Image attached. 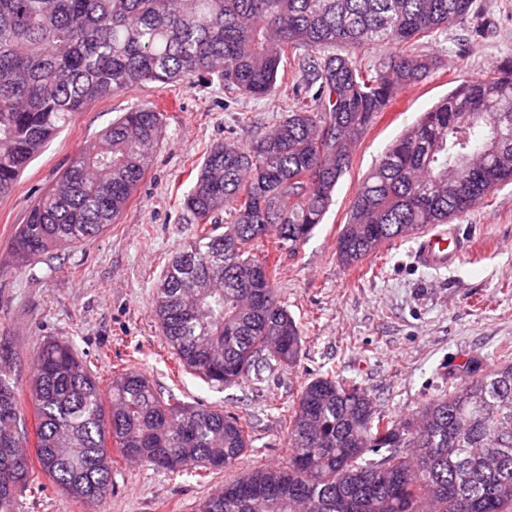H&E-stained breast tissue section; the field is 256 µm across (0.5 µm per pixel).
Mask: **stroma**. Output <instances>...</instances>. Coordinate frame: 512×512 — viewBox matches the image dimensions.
<instances>
[{
    "label": "stroma",
    "mask_w": 512,
    "mask_h": 512,
    "mask_svg": "<svg viewBox=\"0 0 512 512\" xmlns=\"http://www.w3.org/2000/svg\"><path fill=\"white\" fill-rule=\"evenodd\" d=\"M479 2L493 26L476 41L465 25L429 41L439 69L399 93L355 148L322 224L298 255H282L278 296L300 329L302 349L295 363L258 381L218 389L183 371L153 316V300L169 259L199 233L179 205L192 185L191 168L224 138L248 142L270 131L290 96H235L216 83H145L91 105L46 143L14 190L0 195V344L15 353L12 371L23 390L27 429L35 427L25 393L30 352L50 338L69 341L101 388L136 369L161 395L238 417L251 437L246 468L281 462L284 422L303 386L327 368L367 389L383 415L400 419L447 394L470 359L493 361L512 347V185L456 221L461 258L448 268L419 266L413 238L385 243L356 268L336 258L350 202L386 149L459 78L484 75L512 56V0ZM145 102L163 112V135L118 223L81 245L17 266L11 243L31 203L112 121ZM233 476L230 470L173 475L119 459L111 495L86 505L36 467L16 512H199Z\"/></svg>",
    "instance_id": "obj_1"
}]
</instances>
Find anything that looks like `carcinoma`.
<instances>
[{
    "label": "carcinoma",
    "instance_id": "obj_1",
    "mask_svg": "<svg viewBox=\"0 0 512 512\" xmlns=\"http://www.w3.org/2000/svg\"><path fill=\"white\" fill-rule=\"evenodd\" d=\"M494 24L477 0H0V195L75 114L148 82L217 81L250 97L296 70L295 106L268 133L212 145L182 206L231 217L170 259L153 315L179 366L211 386L295 362L301 333L277 297L271 253L292 256L322 223L353 151L398 93L440 63L415 44ZM393 51L366 66L374 46ZM163 113L140 104L77 153L30 206L12 242L21 266L102 234L153 163ZM512 183V57L465 79L360 184L336 256L354 267L386 242L450 224ZM269 241L263 256L254 246ZM0 346V512L31 467L18 386ZM36 456L67 496L112 493L110 450L170 473L228 469L251 439L221 409L165 401L128 370L103 392L66 341L32 351ZM281 464L224 483L201 512H512V350L473 358L465 379L400 420L332 367L306 383Z\"/></svg>",
    "mask_w": 512,
    "mask_h": 512
}]
</instances>
